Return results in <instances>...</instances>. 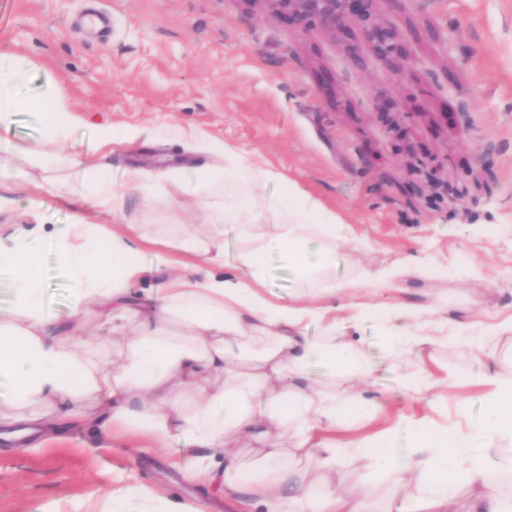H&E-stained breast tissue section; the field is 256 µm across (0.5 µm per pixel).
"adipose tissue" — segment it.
<instances>
[{
  "instance_id": "ef3b65f1",
  "label": "adipose tissue",
  "mask_w": 512,
  "mask_h": 512,
  "mask_svg": "<svg viewBox=\"0 0 512 512\" xmlns=\"http://www.w3.org/2000/svg\"><path fill=\"white\" fill-rule=\"evenodd\" d=\"M27 66L23 58L0 54L1 113L38 110L37 102L18 91ZM191 148L223 155L222 183L277 177L205 135L192 136ZM126 180L149 204L176 199L187 190L171 170L131 168ZM87 193L104 214L123 220L109 175L91 172L65 199L76 204ZM238 220L245 224L238 271L228 274L215 241L225 224ZM210 223L212 241L182 235L177 245L182 272L160 295L140 286L147 272L139 260L145 239L134 224L112 230L85 220L73 225L57 244L75 285L72 314L98 309L106 318L103 336H77L69 321L45 317L36 272L43 224L10 244L0 243V269L12 272L14 294L12 308L0 313L1 438L34 448L58 438L75 418L96 432L138 427L154 448L187 437L195 447L192 476L230 491L239 487L246 451L254 450L261 467L248 495L260 512H415L422 497L428 498L430 512H512V504L490 483L492 463L481 452L490 439L512 436V410L499 408L512 395V383L489 380L488 397L497 409L465 431L399 418L369 436L338 435L337 426L357 407L352 380L365 356L309 336L310 321L325 320L335 310L336 288L319 287L324 268L307 262L306 244L316 239L324 261L339 242L358 249L361 240L346 238L334 216L292 192L267 210L212 211ZM272 250L286 256L308 284L285 303L271 300L262 289L263 258ZM356 312L396 327L394 342L417 344L409 327L420 311L366 303ZM112 334L126 338L115 361L102 355ZM315 358L337 368L338 384L311 386L306 370ZM87 392L92 406L78 409ZM260 392L267 396V407L258 412L252 402ZM406 434L414 437V480L391 479L387 509H380L376 490L354 496L337 491V479L360 468L389 479V455ZM303 457L315 458L320 476L310 477L301 467ZM461 483L469 490L463 498L456 491ZM100 512L203 510L134 487L108 499Z\"/></svg>"
}]
</instances>
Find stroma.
I'll return each mask as SVG.
<instances>
[{"label": "stroma", "mask_w": 512, "mask_h": 512, "mask_svg": "<svg viewBox=\"0 0 512 512\" xmlns=\"http://www.w3.org/2000/svg\"><path fill=\"white\" fill-rule=\"evenodd\" d=\"M378 12L406 56L376 55L362 27L302 31L286 19L250 14L243 0H0V53L29 61L22 87L37 102L63 98L79 110L65 157L50 168L28 164L39 146L43 112L0 116V235L34 222L52 238L39 254L43 311L68 312L73 282L55 242L71 224H112L93 202L70 205L48 192L51 179L72 182L76 161L105 170L128 221L147 240V288L167 285L172 244L206 236L215 203L267 205L287 191L316 200L365 246L341 245L325 272L336 284L365 269L398 275L382 297L422 310L426 343L389 355L387 326L358 316L346 293L332 318L337 345L355 344L373 363L354 379L369 434L399 415L456 425L493 410L486 379L512 377V333L488 347L466 348L454 335L512 321V0H379ZM114 136L103 143L99 125ZM224 142L276 181L236 188L210 183L173 204L144 205L124 172L139 166L184 172L222 168L223 156L187 151L163 137L168 126ZM128 127L143 129L125 140ZM198 184V183H197ZM264 286L288 300L303 283L278 253L266 254ZM429 387H406L417 366ZM130 431L126 446L104 447L80 427L41 448L0 440V512H85L130 485L200 504L204 512H246L245 493L219 495L189 478V439L145 448Z\"/></svg>", "instance_id": "obj_1"}]
</instances>
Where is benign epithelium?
Wrapping results in <instances>:
<instances>
[{"instance_id":"7a95c632","label":"benign epithelium","mask_w":512,"mask_h":512,"mask_svg":"<svg viewBox=\"0 0 512 512\" xmlns=\"http://www.w3.org/2000/svg\"><path fill=\"white\" fill-rule=\"evenodd\" d=\"M266 18L286 16L299 29L315 20L334 33L350 20L358 21L366 41L376 54L388 61L405 56V49L393 31L379 18L378 0H242Z\"/></svg>"}]
</instances>
